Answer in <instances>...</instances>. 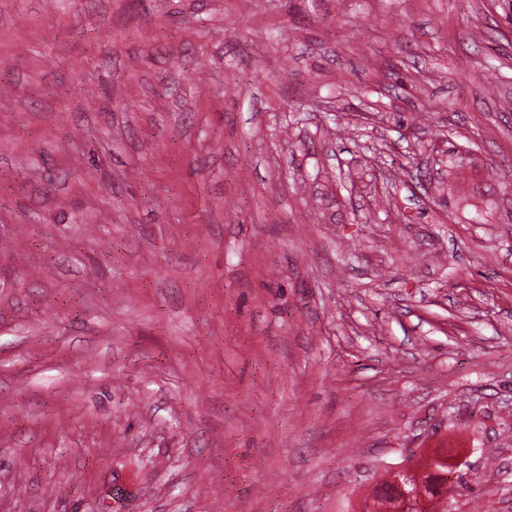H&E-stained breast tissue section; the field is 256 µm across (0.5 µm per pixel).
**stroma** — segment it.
Returning <instances> with one entry per match:
<instances>
[{
  "label": "stroma",
  "instance_id": "1",
  "mask_svg": "<svg viewBox=\"0 0 512 512\" xmlns=\"http://www.w3.org/2000/svg\"><path fill=\"white\" fill-rule=\"evenodd\" d=\"M512 512V0H0V512Z\"/></svg>",
  "mask_w": 512,
  "mask_h": 512
}]
</instances>
